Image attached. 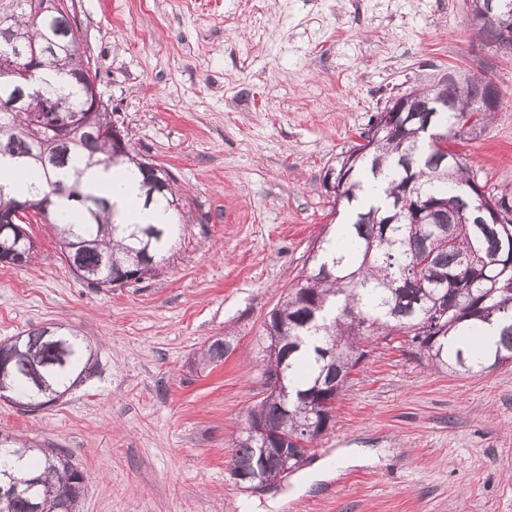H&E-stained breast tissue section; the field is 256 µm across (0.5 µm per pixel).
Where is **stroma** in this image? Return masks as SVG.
<instances>
[{"label": "stroma", "mask_w": 512, "mask_h": 512, "mask_svg": "<svg viewBox=\"0 0 512 512\" xmlns=\"http://www.w3.org/2000/svg\"><path fill=\"white\" fill-rule=\"evenodd\" d=\"M98 90L131 148L168 170L178 230L152 278L91 288L50 224L0 263V340L73 329L95 365L60 401L0 400V431L68 454L78 512H512V363L437 370L395 341L353 370L331 428L275 487L241 488L232 443L262 398L257 339L334 224L325 172L390 98L451 71L502 93L460 138L512 203V52L480 41L467 0H72ZM233 351L198 361L214 340ZM343 448L369 461L315 480Z\"/></svg>", "instance_id": "1"}]
</instances>
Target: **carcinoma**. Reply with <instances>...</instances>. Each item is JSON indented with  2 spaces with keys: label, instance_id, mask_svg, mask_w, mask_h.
Wrapping results in <instances>:
<instances>
[{
  "label": "carcinoma",
  "instance_id": "carcinoma-1",
  "mask_svg": "<svg viewBox=\"0 0 512 512\" xmlns=\"http://www.w3.org/2000/svg\"><path fill=\"white\" fill-rule=\"evenodd\" d=\"M32 46L40 48L36 58ZM29 66L34 67L30 93L16 76ZM76 70L97 79L84 58L68 0H0V157L21 172L44 175L45 181L28 184L26 195L49 198L43 217L56 226L64 256L71 254L69 247L85 244L79 253L84 282L97 288L108 273L121 276L134 257L146 252L143 280L162 260L170 225L115 223L110 202L85 191L78 166L130 165L142 177L144 205L160 202L168 210L177 201L172 176L161 184L152 181L143 168L145 159L129 147L115 154L109 135L99 128L57 139L72 114L85 107V91L71 77ZM484 90L483 79L477 78L462 91L440 82L418 92L453 102L433 117L446 129ZM421 117L405 112L390 132L384 128L389 113H378L360 134L363 142L345 153L339 167L327 170L339 188L334 205L347 209L358 201L364 178L388 172L385 202L352 212V222L338 229L352 237L350 253L329 250L330 240L323 239L296 288L267 314L281 347L277 357H267L263 376L277 377L280 387L265 390L246 420L274 425L288 437L290 448L304 428L330 426L332 404L351 369L370 353V343L402 334L432 367L451 372L478 374L512 360V207L496 200L502 219L494 222L493 197L475 193L473 168L464 157L453 161V146H448V168H437L438 151L423 148ZM43 148L41 161L35 155ZM59 199L81 214V223L59 225ZM437 203L443 207L434 208ZM483 325L496 326L498 338L494 347L475 355L464 341ZM313 336L318 337L313 356L299 354ZM229 351V343L216 340L202 357L219 361ZM0 353L18 367L4 374L16 399L25 402L33 392L47 405L81 379L92 358L83 338L57 325L0 342ZM233 444V466L255 469L263 483L277 479L273 460L258 466L261 442L241 431ZM34 452L39 460L32 465L40 472L25 479L15 476L11 457L0 456V470L22 491L0 495V512H67L84 493V473L67 456L51 448ZM33 481L37 487L25 492Z\"/></svg>",
  "mask_w": 512,
  "mask_h": 512
}]
</instances>
